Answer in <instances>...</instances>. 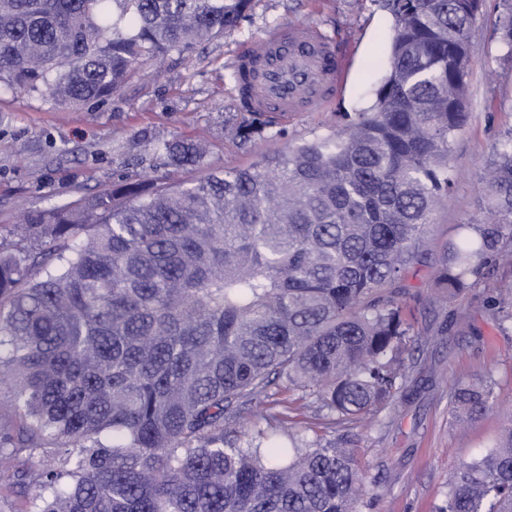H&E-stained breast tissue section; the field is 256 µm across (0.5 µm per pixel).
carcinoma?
I'll list each match as a JSON object with an SVG mask.
<instances>
[{
    "label": "carcinoma",
    "instance_id": "cac0c4a2",
    "mask_svg": "<svg viewBox=\"0 0 512 512\" xmlns=\"http://www.w3.org/2000/svg\"><path fill=\"white\" fill-rule=\"evenodd\" d=\"M251 0H0V89L62 106L104 102L137 66L238 28ZM479 0H391L373 104L339 130L189 186L120 183L39 210L0 243V464L10 512H358L354 449L276 438L281 390L331 425L392 405L415 342L400 286L447 206L467 124ZM512 58V0L495 24ZM236 137L285 136L251 112ZM177 168L202 147L156 140ZM478 215L432 268L437 299L485 285L512 244V135L482 178ZM473 420L488 385L458 384ZM438 512H512V427L448 478Z\"/></svg>",
    "mask_w": 512,
    "mask_h": 512
}]
</instances>
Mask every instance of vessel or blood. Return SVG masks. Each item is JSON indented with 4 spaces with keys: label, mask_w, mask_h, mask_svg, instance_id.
<instances>
[{
    "label": "vessel or blood",
    "mask_w": 512,
    "mask_h": 512,
    "mask_svg": "<svg viewBox=\"0 0 512 512\" xmlns=\"http://www.w3.org/2000/svg\"><path fill=\"white\" fill-rule=\"evenodd\" d=\"M240 68H256L249 107L287 119L329 108L343 86L349 60L313 25L291 24L239 56Z\"/></svg>",
    "instance_id": "vessel-or-blood-1"
}]
</instances>
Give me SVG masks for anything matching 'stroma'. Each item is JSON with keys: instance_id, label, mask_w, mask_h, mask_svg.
Instances as JSON below:
<instances>
[{"instance_id": "1", "label": "stroma", "mask_w": 512, "mask_h": 512, "mask_svg": "<svg viewBox=\"0 0 512 512\" xmlns=\"http://www.w3.org/2000/svg\"><path fill=\"white\" fill-rule=\"evenodd\" d=\"M502 0H485L471 27L470 120L452 146L456 184L419 261L403 279L410 290L405 314L426 336L418 370L426 383L404 389L395 408L351 429L329 426L310 400H292L285 427L355 449L366 476L361 512H435L448 476L491 447L512 426V325L489 317L490 289L478 287L433 315L431 266L442 246L476 213L485 163L512 131V60L504 59L494 22ZM288 23L312 24L334 45L352 50L347 83L328 109L283 121L297 144L341 128L348 114L371 101L385 71L391 34L386 0H251L238 29L196 47L192 63L172 53L133 69L122 90L103 103L57 108L33 93L0 94V228L36 210L75 202L119 179L153 177L187 185L197 169L169 171L147 137L187 138L207 148L206 168L245 167L267 150L265 138L240 148L242 121L228 69L249 46ZM494 382L496 402L468 426L450 411L448 392L460 382Z\"/></svg>"}]
</instances>
